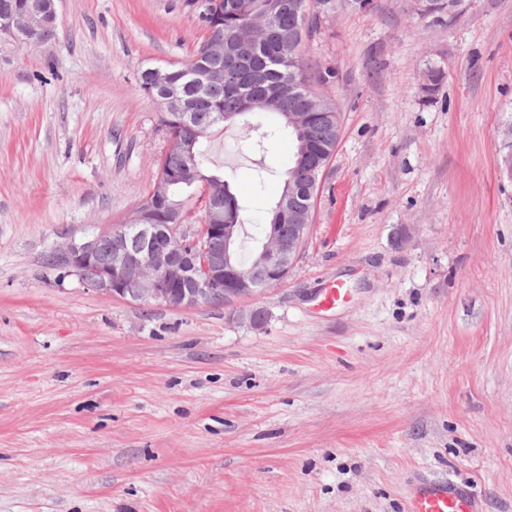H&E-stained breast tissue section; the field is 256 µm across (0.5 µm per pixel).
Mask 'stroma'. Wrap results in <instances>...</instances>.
I'll use <instances>...</instances> for the list:
<instances>
[{
    "instance_id": "stroma-1",
    "label": "stroma",
    "mask_w": 512,
    "mask_h": 512,
    "mask_svg": "<svg viewBox=\"0 0 512 512\" xmlns=\"http://www.w3.org/2000/svg\"><path fill=\"white\" fill-rule=\"evenodd\" d=\"M56 4L49 45H0V512H407L423 476L512 512V0L319 11L305 56L341 135L258 329L49 264L143 200L166 138L138 72L204 34L193 0ZM250 144L203 149L258 239L293 147Z\"/></svg>"
}]
</instances>
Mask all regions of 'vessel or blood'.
Segmentation results:
<instances>
[{
    "mask_svg": "<svg viewBox=\"0 0 512 512\" xmlns=\"http://www.w3.org/2000/svg\"><path fill=\"white\" fill-rule=\"evenodd\" d=\"M407 512H481V508L467 485L422 478L412 488Z\"/></svg>",
    "mask_w": 512,
    "mask_h": 512,
    "instance_id": "vessel-or-blood-1",
    "label": "vessel or blood"
}]
</instances>
